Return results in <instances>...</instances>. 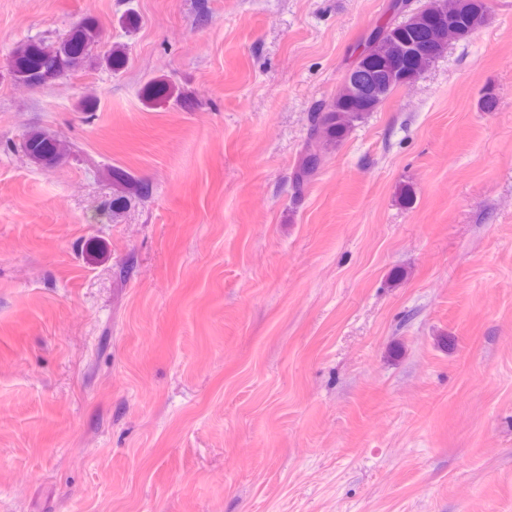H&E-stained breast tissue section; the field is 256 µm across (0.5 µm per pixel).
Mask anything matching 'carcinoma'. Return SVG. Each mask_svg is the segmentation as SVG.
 Segmentation results:
<instances>
[{"mask_svg":"<svg viewBox=\"0 0 512 512\" xmlns=\"http://www.w3.org/2000/svg\"><path fill=\"white\" fill-rule=\"evenodd\" d=\"M454 12L453 19L461 25L463 39L476 35L485 24L487 0H448ZM380 34L370 41L363 56L355 62L353 76L361 84H368L389 69L413 70L423 66L418 56L393 55L394 39L423 47L435 43L434 30L422 19L407 15L391 17L385 24H376ZM101 38L95 20L85 18L71 26L54 45L47 46L37 40L22 41L13 48L12 75L16 82L37 88L47 85L61 75L76 71L86 64L91 51ZM368 116L366 112L350 111V103L343 92L320 105L312 115L307 138L301 146L293 169V184L303 190L323 166L326 158ZM28 155L35 161L50 165L66 151L65 144L42 132L31 133L25 143ZM112 179L127 188V194L112 200V211L123 208L129 197H146L149 189L144 183H134L124 171L112 170Z\"/></svg>","mask_w":512,"mask_h":512,"instance_id":"carcinoma-1","label":"carcinoma"}]
</instances>
